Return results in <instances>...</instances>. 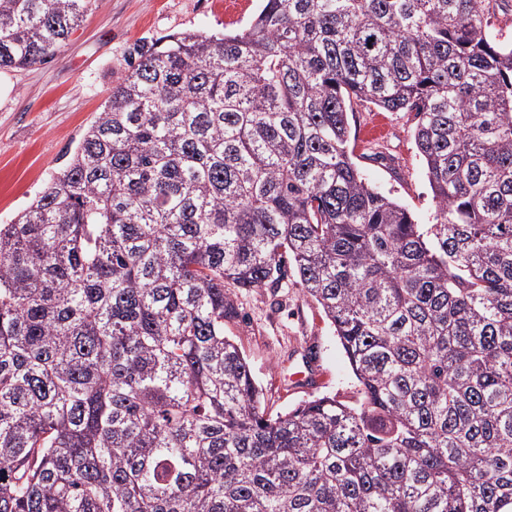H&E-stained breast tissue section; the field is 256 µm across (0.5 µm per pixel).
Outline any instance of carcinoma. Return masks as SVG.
<instances>
[{"label":"carcinoma","instance_id":"1","mask_svg":"<svg viewBox=\"0 0 512 512\" xmlns=\"http://www.w3.org/2000/svg\"><path fill=\"white\" fill-rule=\"evenodd\" d=\"M92 0H0V69ZM410 112L430 224L353 161ZM293 274L355 405L270 416L226 284ZM0 512H512V42L485 0H261L142 45L0 224Z\"/></svg>","mask_w":512,"mask_h":512}]
</instances>
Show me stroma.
Returning a JSON list of instances; mask_svg holds the SVG:
<instances>
[{
	"label": "stroma",
	"instance_id": "35a3bbf8",
	"mask_svg": "<svg viewBox=\"0 0 512 512\" xmlns=\"http://www.w3.org/2000/svg\"><path fill=\"white\" fill-rule=\"evenodd\" d=\"M260 0H94L54 58L29 69H0V224H8L73 154L101 111L136 45L185 30L220 33L244 25ZM355 160L419 223L434 212L426 170L404 112L365 105L350 118ZM239 315L224 330L244 353L272 412L313 395L354 397V376L328 320L295 278L233 290Z\"/></svg>",
	"mask_w": 512,
	"mask_h": 512
}]
</instances>
